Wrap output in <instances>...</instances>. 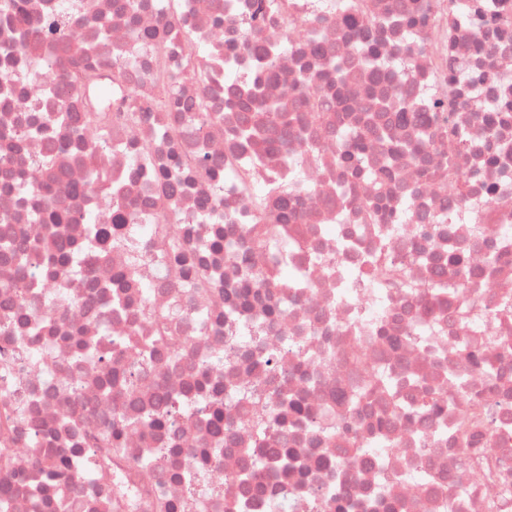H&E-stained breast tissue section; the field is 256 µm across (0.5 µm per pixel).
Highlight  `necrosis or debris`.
<instances>
[{
	"label": "necrosis or debris",
	"mask_w": 512,
	"mask_h": 512,
	"mask_svg": "<svg viewBox=\"0 0 512 512\" xmlns=\"http://www.w3.org/2000/svg\"><path fill=\"white\" fill-rule=\"evenodd\" d=\"M15 2L0 0V239L13 243L0 251V512H512V319L499 311L512 286V115L497 112L512 101V33L486 38L484 0H468L452 42L448 0H430L417 29L404 18L419 0H369L377 21L359 30L340 0L261 16L259 0H25L27 28ZM70 42L87 53L62 51ZM254 43L277 53L257 60ZM362 47L379 71L364 70ZM166 63L197 74L174 106ZM116 68L124 87L153 91L149 111L130 114L123 94L102 108L95 86ZM452 77L460 98L486 104L453 114L468 147L437 123L421 146L414 124L371 109V92L391 89L425 111ZM244 80L283 103L320 87L335 122L310 106L295 126L242 138ZM202 101L214 124L186 125ZM365 124L389 130L364 143L374 178L336 157ZM378 195L372 219L363 203ZM120 206L137 223L89 236L88 217ZM379 251L397 280L368 276ZM452 253L469 280L442 303L430 290ZM277 260L294 285L259 283ZM371 371L397 400L423 385L440 397L420 411L342 408ZM176 396L177 418L136 425ZM275 421L295 459L285 470L257 439ZM159 448V464L141 465Z\"/></svg>",
	"instance_id": "obj_1"
}]
</instances>
